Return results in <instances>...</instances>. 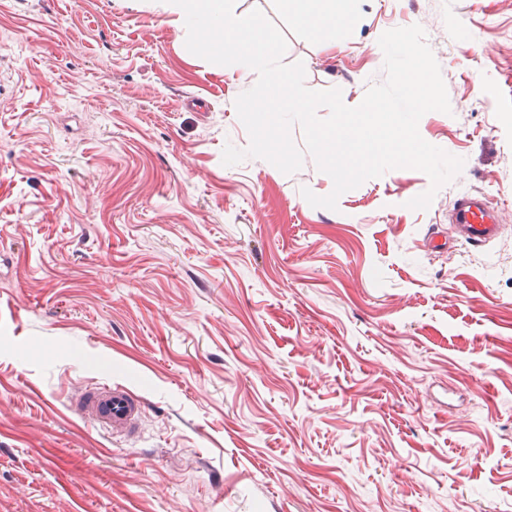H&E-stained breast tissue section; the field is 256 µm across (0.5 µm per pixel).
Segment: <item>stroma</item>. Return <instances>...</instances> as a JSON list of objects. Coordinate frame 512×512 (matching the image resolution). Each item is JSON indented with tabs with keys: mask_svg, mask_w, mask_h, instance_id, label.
<instances>
[{
	"mask_svg": "<svg viewBox=\"0 0 512 512\" xmlns=\"http://www.w3.org/2000/svg\"><path fill=\"white\" fill-rule=\"evenodd\" d=\"M255 9L351 107L421 25L451 111L419 133L462 172L312 207V157L223 165L252 82L168 0H0V512H512V0H349L331 48ZM473 190L501 235L428 251ZM113 383L134 438L70 411Z\"/></svg>",
	"mask_w": 512,
	"mask_h": 512,
	"instance_id": "obj_1",
	"label": "stroma"
}]
</instances>
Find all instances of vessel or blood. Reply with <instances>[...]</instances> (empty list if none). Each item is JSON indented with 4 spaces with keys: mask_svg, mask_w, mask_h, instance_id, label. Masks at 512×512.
<instances>
[{
    "mask_svg": "<svg viewBox=\"0 0 512 512\" xmlns=\"http://www.w3.org/2000/svg\"><path fill=\"white\" fill-rule=\"evenodd\" d=\"M453 241L484 246L501 231V215L483 193L467 191L455 196L450 208ZM73 412L115 436L133 437L142 414V401L122 384H104L84 389L71 401Z\"/></svg>",
    "mask_w": 512,
    "mask_h": 512,
    "instance_id": "b4317fda",
    "label": "vessel or blood"
}]
</instances>
